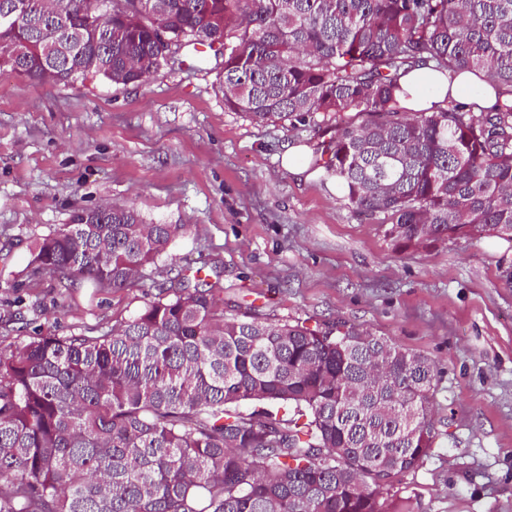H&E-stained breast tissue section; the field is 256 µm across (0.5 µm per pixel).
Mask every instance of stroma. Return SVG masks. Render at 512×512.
<instances>
[{
  "label": "stroma",
  "mask_w": 512,
  "mask_h": 512,
  "mask_svg": "<svg viewBox=\"0 0 512 512\" xmlns=\"http://www.w3.org/2000/svg\"><path fill=\"white\" fill-rule=\"evenodd\" d=\"M182 56L128 86L0 73V351L119 323L172 265L203 266L226 303L360 326L435 362L439 436L395 493L405 512H512V239L395 249L381 216L353 210L323 174L283 169L285 145L320 154L329 118L228 111L220 64ZM104 203L182 225L149 277L119 292L16 284L35 239Z\"/></svg>",
  "instance_id": "1"
}]
</instances>
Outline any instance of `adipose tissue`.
<instances>
[{"mask_svg": "<svg viewBox=\"0 0 512 512\" xmlns=\"http://www.w3.org/2000/svg\"><path fill=\"white\" fill-rule=\"evenodd\" d=\"M403 87L406 94L399 97L398 105L412 112L430 109L448 97L476 112L492 108L498 100L489 84L466 71L448 76L429 66L419 67L404 77Z\"/></svg>", "mask_w": 512, "mask_h": 512, "instance_id": "ef3b65f1", "label": "adipose tissue"}]
</instances>
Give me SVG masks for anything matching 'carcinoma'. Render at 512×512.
Listing matches in <instances>:
<instances>
[{
    "label": "carcinoma",
    "mask_w": 512,
    "mask_h": 512,
    "mask_svg": "<svg viewBox=\"0 0 512 512\" xmlns=\"http://www.w3.org/2000/svg\"><path fill=\"white\" fill-rule=\"evenodd\" d=\"M7 2L30 11L0 24L15 51L0 71L127 85L164 64L162 27L221 55L225 109L336 116L325 172L396 248L512 237V0ZM427 65L473 73L498 103L402 110L401 78ZM181 230L80 209L21 276L125 290ZM195 280L179 269L125 321L0 353V512H402L394 482L438 436L433 363L345 324L226 307Z\"/></svg>",
    "instance_id": "1"
}]
</instances>
